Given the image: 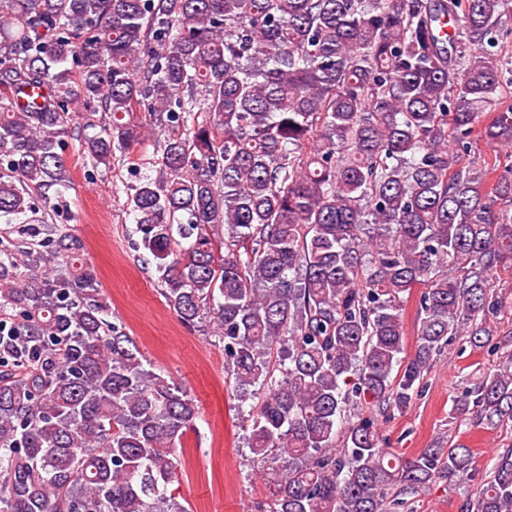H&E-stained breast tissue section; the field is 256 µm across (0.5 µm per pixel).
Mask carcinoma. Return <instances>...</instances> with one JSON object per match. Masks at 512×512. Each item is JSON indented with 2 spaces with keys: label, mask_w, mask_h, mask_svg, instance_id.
Segmentation results:
<instances>
[{
  "label": "carcinoma",
  "mask_w": 512,
  "mask_h": 512,
  "mask_svg": "<svg viewBox=\"0 0 512 512\" xmlns=\"http://www.w3.org/2000/svg\"><path fill=\"white\" fill-rule=\"evenodd\" d=\"M512 0H0V512H188L176 448L199 407L107 319L81 244L45 221L73 109L127 187L167 304L208 322L248 414L264 512H390L468 476L471 449L388 457L387 417L455 336L478 343L512 265ZM143 112L146 123L131 120ZM424 288L411 358L404 299ZM401 368L399 380L392 379ZM512 417V353L455 407ZM462 512H512V449Z\"/></svg>",
  "instance_id": "cac0c4a2"
}]
</instances>
